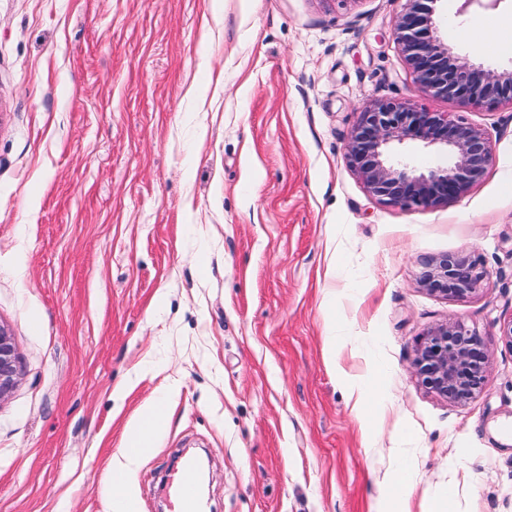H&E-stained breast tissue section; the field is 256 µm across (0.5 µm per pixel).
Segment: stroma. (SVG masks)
I'll return each instance as SVG.
<instances>
[{
	"mask_svg": "<svg viewBox=\"0 0 512 512\" xmlns=\"http://www.w3.org/2000/svg\"><path fill=\"white\" fill-rule=\"evenodd\" d=\"M405 0H0V323L20 381L0 401V512H108L141 409L168 417L135 512H169L177 454L207 465V512H512V105L416 93ZM478 51L512 0H439ZM414 99L492 146L461 199L408 210L347 160L362 109ZM478 258L475 293L424 262ZM454 320L489 350L464 404L421 386L418 337ZM385 376L364 420L350 381ZM405 465L409 502L388 488ZM489 280V273L471 255H441L424 263L419 283L428 291L448 296L476 292Z\"/></svg>",
	"mask_w": 512,
	"mask_h": 512,
	"instance_id": "stroma-1",
	"label": "stroma"
}]
</instances>
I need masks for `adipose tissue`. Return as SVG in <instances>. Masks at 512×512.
I'll return each mask as SVG.
<instances>
[{
  "label": "adipose tissue",
  "mask_w": 512,
  "mask_h": 512,
  "mask_svg": "<svg viewBox=\"0 0 512 512\" xmlns=\"http://www.w3.org/2000/svg\"><path fill=\"white\" fill-rule=\"evenodd\" d=\"M166 423L165 413L159 404L145 406L131 426L124 448L112 463V471L121 476L120 484L112 486L111 512H130L134 495V475L145 451L151 448L157 434Z\"/></svg>",
  "instance_id": "obj_1"
}]
</instances>
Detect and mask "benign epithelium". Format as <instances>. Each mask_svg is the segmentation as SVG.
Returning a JSON list of instances; mask_svg holds the SVG:
<instances>
[{"instance_id":"7a95c632","label":"benign epithelium","mask_w":512,"mask_h":512,"mask_svg":"<svg viewBox=\"0 0 512 512\" xmlns=\"http://www.w3.org/2000/svg\"><path fill=\"white\" fill-rule=\"evenodd\" d=\"M406 0L395 24V39L414 75L416 91L463 104H512V68L491 69L462 61L437 35L434 4ZM419 140L445 153L450 162L417 172L391 162L396 144ZM492 154L485 132L463 116L416 109L412 100L377 101L361 113L348 146L349 163L367 190L380 201L407 209L448 204L463 197L480 179ZM489 273L470 255H441L424 263L419 283L443 295H465L488 282ZM488 348L476 331L458 321L431 327L415 345L414 373L428 392L465 403L484 384ZM20 378L11 332L0 324V401Z\"/></svg>"}]
</instances>
